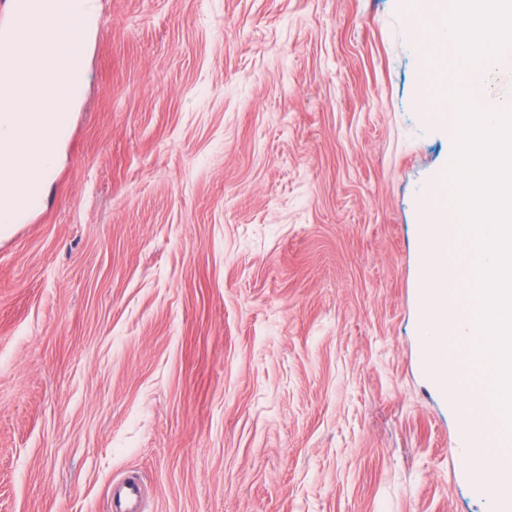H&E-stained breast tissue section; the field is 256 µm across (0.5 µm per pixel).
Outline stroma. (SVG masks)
Wrapping results in <instances>:
<instances>
[{
  "mask_svg": "<svg viewBox=\"0 0 512 512\" xmlns=\"http://www.w3.org/2000/svg\"><path fill=\"white\" fill-rule=\"evenodd\" d=\"M0 231V512H493L426 364L455 157L413 0H95ZM144 508V490L136 477L126 476L116 482L112 490L111 511L143 512Z\"/></svg>",
  "mask_w": 512,
  "mask_h": 512,
  "instance_id": "obj_1",
  "label": "stroma"
}]
</instances>
